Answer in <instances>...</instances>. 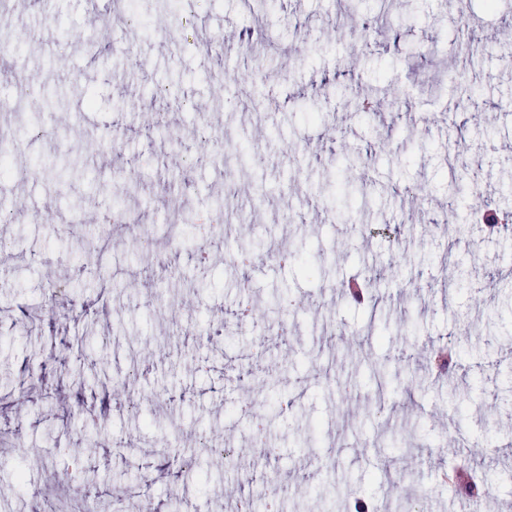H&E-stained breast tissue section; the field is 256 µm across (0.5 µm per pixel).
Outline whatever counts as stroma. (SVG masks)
Wrapping results in <instances>:
<instances>
[{
    "mask_svg": "<svg viewBox=\"0 0 512 512\" xmlns=\"http://www.w3.org/2000/svg\"><path fill=\"white\" fill-rule=\"evenodd\" d=\"M228 19L258 30L256 44H273L262 64L233 50L204 59ZM510 22L512 0L492 10L485 0H280L261 13L241 0L177 9L128 0L112 29L136 41L132 55L89 44L87 0H15L0 14V43L19 28L31 33L10 63L33 89L15 110L14 87L0 76V132L17 139L14 169L32 173L9 179L17 205L0 223L13 245L0 255V512H33L38 498L66 504L88 481L93 512H139L141 489L153 512H227L224 488L243 480L282 489L283 512H343L361 494L374 512H398L407 497L416 512H468L444 473L491 449L499 457L482 467L492 493L480 512H512V276L500 273L512 264V197L503 196L512 186V59L486 40ZM289 49L300 58L286 70ZM216 65L253 69L248 89L262 111H208L222 94L209 79ZM468 85L479 88L477 102ZM377 87L403 92L399 112L366 107ZM100 129L120 146L85 153ZM353 152L364 158V194L349 221L316 187ZM65 156L77 171L53 186ZM130 172L140 191L121 210L158 241L174 240L165 265L136 253L123 230L99 252L83 250L104 234L84 215L112 210L113 187ZM461 174L507 217L499 232L469 219L454 190ZM38 190L52 223L23 205ZM248 207L251 226L213 236L198 266L197 219ZM242 244L257 247L246 271L229 260ZM284 247L304 266L271 259ZM459 259L470 272L464 285L423 282L438 262ZM370 266L382 275L376 302L347 299L344 286ZM244 279L258 311L246 323L236 317ZM58 285L68 298L52 321L26 317ZM284 289L306 307L285 319L287 335L264 334ZM378 320L386 337L366 342ZM451 337L463 357L440 375L423 354ZM94 363L109 381L73 386ZM370 363L386 364L385 392L362 382ZM134 369L132 409L113 400L112 380ZM246 395L288 402L268 426L272 454L253 447L236 409ZM309 420L322 431L315 448L303 442ZM203 435L230 445L240 470L219 454L185 468ZM398 445L410 471L395 489L381 471Z\"/></svg>",
    "mask_w": 512,
    "mask_h": 512,
    "instance_id": "obj_1",
    "label": "stroma"
}]
</instances>
